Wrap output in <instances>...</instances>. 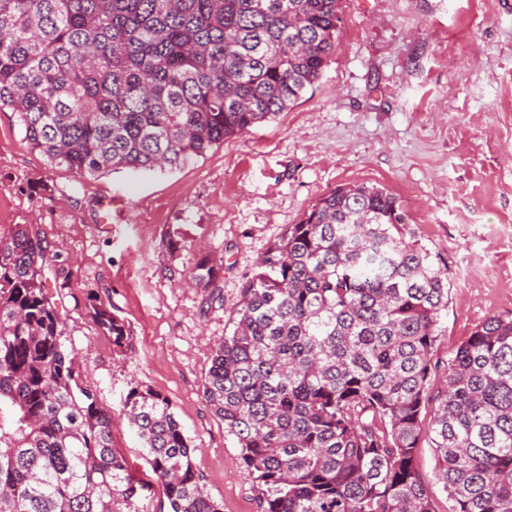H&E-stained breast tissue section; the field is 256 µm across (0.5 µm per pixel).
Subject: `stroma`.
<instances>
[{"label":"stroma","mask_w":512,"mask_h":512,"mask_svg":"<svg viewBox=\"0 0 512 512\" xmlns=\"http://www.w3.org/2000/svg\"><path fill=\"white\" fill-rule=\"evenodd\" d=\"M338 47L320 80L270 123L173 171L82 176L51 166L0 112V211L34 224L68 276L55 298L84 384L112 413V446L152 473L122 414L128 393L164 396L194 467L224 512H259L237 440L203 397L213 349L269 246L336 186L395 196L418 245L448 274L433 356L442 388L452 347L493 314H512V0H341ZM224 262L222 303L189 272ZM109 299L130 332L118 348L91 317ZM417 477L448 512L437 456Z\"/></svg>","instance_id":"obj_1"}]
</instances>
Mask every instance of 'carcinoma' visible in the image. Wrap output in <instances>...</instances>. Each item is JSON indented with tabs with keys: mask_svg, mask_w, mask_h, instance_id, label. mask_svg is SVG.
<instances>
[{
	"mask_svg": "<svg viewBox=\"0 0 512 512\" xmlns=\"http://www.w3.org/2000/svg\"><path fill=\"white\" fill-rule=\"evenodd\" d=\"M341 0H0V110L52 166L176 169L274 120L336 52ZM384 190L340 185L242 288L203 397L237 439L262 512H433L413 469L435 448L449 512H512V315H491L429 396L448 278ZM33 224L0 231V512H125L143 489L83 385ZM190 278L220 300L224 263ZM99 331L130 339L96 297ZM434 401L428 425L422 407ZM167 512H223L169 401L129 392Z\"/></svg>",
	"mask_w": 512,
	"mask_h": 512,
	"instance_id": "1",
	"label": "carcinoma"
}]
</instances>
